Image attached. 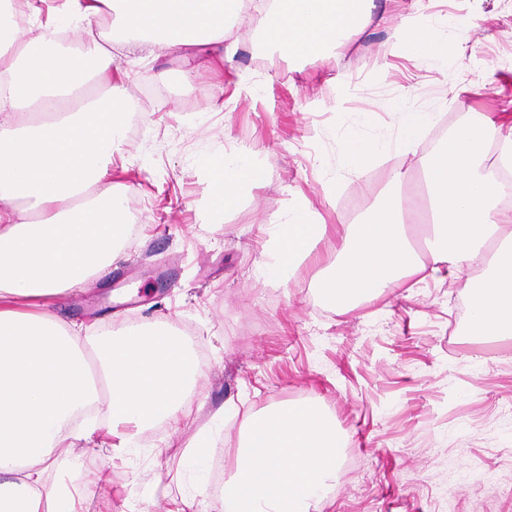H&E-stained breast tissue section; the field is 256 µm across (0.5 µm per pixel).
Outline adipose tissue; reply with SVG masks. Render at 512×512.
Returning <instances> with one entry per match:
<instances>
[{"label":"adipose tissue","instance_id":"adipose-tissue-1","mask_svg":"<svg viewBox=\"0 0 512 512\" xmlns=\"http://www.w3.org/2000/svg\"><path fill=\"white\" fill-rule=\"evenodd\" d=\"M253 0H64L61 13L76 30L119 12L134 41L163 49L198 47L216 66L239 51L232 29ZM374 0H269L261 9L262 39L283 58L318 59L360 32ZM457 36L442 15L426 23L402 18L380 44L378 60L404 52L418 64L446 71L448 44ZM0 512H77L66 487L45 473L56 448L82 439L73 417L105 406L112 428L144 426L170 417L196 373L180 334L140 322L90 339L83 325L64 323L51 309L74 287L107 277L128 235L120 194L101 188L132 109L113 79L112 57L98 44L73 58L48 46L43 35L12 18L0 0ZM103 95L70 109V97L89 79ZM434 113L402 112L399 137L343 134L341 170L364 172L395 144H413ZM494 126L481 113L469 120L434 158H419L432 218L431 264L411 247L403 213L402 177L394 175L364 221L348 226L335 262L317 282L330 304L376 296L401 280L435 277L464 264L478 269L471 283L473 334L512 335V248L487 255L499 225L512 223L495 182L479 169ZM216 213L232 210L244 188L263 180L251 151L207 161ZM340 170V171H341ZM272 261L256 269L281 279L313 255L327 225L308 205L268 225ZM344 436L316 404L297 402L248 414L229 465L223 512H325Z\"/></svg>","mask_w":512,"mask_h":512}]
</instances>
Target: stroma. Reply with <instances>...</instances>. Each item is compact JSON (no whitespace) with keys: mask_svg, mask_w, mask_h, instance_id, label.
<instances>
[{"mask_svg":"<svg viewBox=\"0 0 512 512\" xmlns=\"http://www.w3.org/2000/svg\"><path fill=\"white\" fill-rule=\"evenodd\" d=\"M370 23L334 56L288 62L261 44L258 22L234 29L235 70L210 68L185 48L113 42L137 133L119 143L107 182L131 226L106 283L77 287L58 316L100 335L148 320L171 326L202 353L179 420L160 419L117 445L107 417L74 447L55 452L50 481L81 512H180L157 481L182 480L192 512H220L213 473L237 447L248 413L312 400L336 419L346 446L327 512H512V337L465 335L456 317L473 269L400 285L347 306L329 304L316 280L342 231L359 223L395 173L406 177L405 223L430 262L417 157H435L470 113L512 131V0H376ZM448 14L458 26L453 75L407 54L379 63L376 48L401 16ZM187 72L174 81V72ZM249 78L260 93L239 84ZM470 89L452 102V85ZM441 108L414 153L396 149L363 175L325 185L321 160H336L353 128L393 133L394 103ZM250 149L265 179L231 214L209 207L204 163ZM307 202L328 224L317 256L287 278L258 280L271 258L259 227ZM223 418H216V411ZM210 431L214 448L195 464L187 444Z\"/></svg>","mask_w":512,"mask_h":512,"instance_id":"stroma-1","label":"stroma"}]
</instances>
